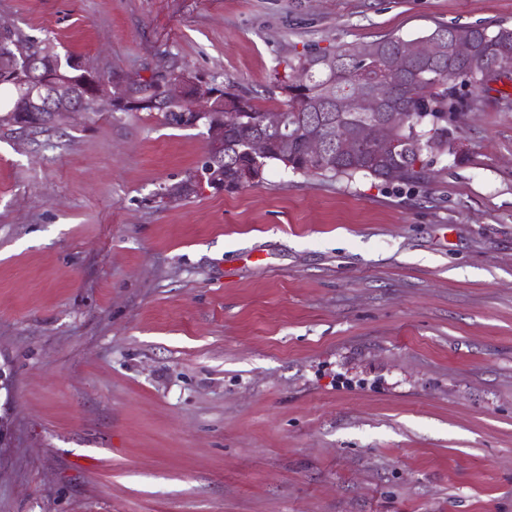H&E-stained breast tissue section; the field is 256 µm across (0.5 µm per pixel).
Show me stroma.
<instances>
[{"instance_id":"1","label":"stroma","mask_w":512,"mask_h":512,"mask_svg":"<svg viewBox=\"0 0 512 512\" xmlns=\"http://www.w3.org/2000/svg\"><path fill=\"white\" fill-rule=\"evenodd\" d=\"M498 23L512 0H0L105 79L265 109L305 48ZM210 148L155 112L0 133V512H512V72L425 184L271 163L228 192Z\"/></svg>"}]
</instances>
